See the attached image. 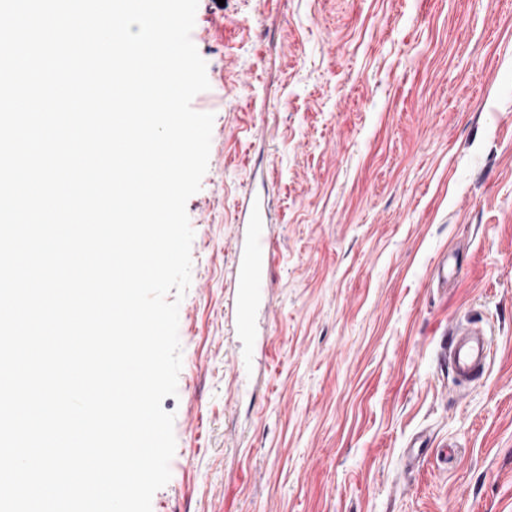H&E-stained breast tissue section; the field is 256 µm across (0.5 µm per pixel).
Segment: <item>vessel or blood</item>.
Returning a JSON list of instances; mask_svg holds the SVG:
<instances>
[{
  "instance_id": "obj_1",
  "label": "vessel or blood",
  "mask_w": 512,
  "mask_h": 512,
  "mask_svg": "<svg viewBox=\"0 0 512 512\" xmlns=\"http://www.w3.org/2000/svg\"><path fill=\"white\" fill-rule=\"evenodd\" d=\"M275 261V247L264 224L254 221L249 235L238 250L234 276L237 299L234 328L238 335H253L256 304L270 284ZM491 353V342L483 330L456 327L448 341L447 361L458 384L465 385L482 375Z\"/></svg>"
}]
</instances>
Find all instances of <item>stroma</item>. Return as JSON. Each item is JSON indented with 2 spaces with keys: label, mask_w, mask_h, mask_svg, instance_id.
<instances>
[{
  "label": "stroma",
  "mask_w": 512,
  "mask_h": 512,
  "mask_svg": "<svg viewBox=\"0 0 512 512\" xmlns=\"http://www.w3.org/2000/svg\"><path fill=\"white\" fill-rule=\"evenodd\" d=\"M191 38L214 125L152 512H512V0H199ZM458 323L493 339L466 389ZM249 235L238 250L234 276L237 299L234 328L239 336H251L256 326V304L269 288L275 247L264 224L255 217Z\"/></svg>",
  "instance_id": "obj_1"
}]
</instances>
